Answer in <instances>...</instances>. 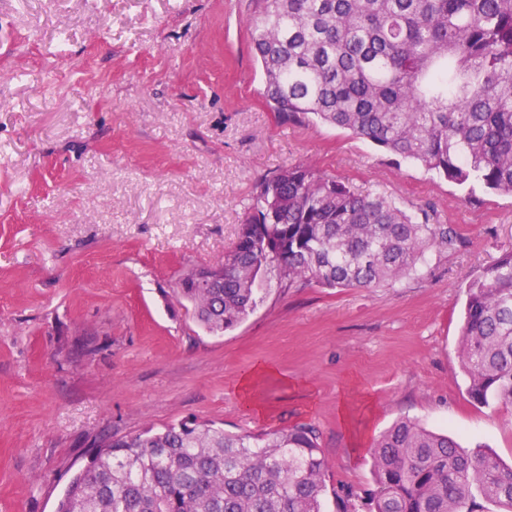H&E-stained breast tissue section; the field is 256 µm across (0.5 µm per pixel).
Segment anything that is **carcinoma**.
<instances>
[{
	"instance_id": "cac0c4a2",
	"label": "carcinoma",
	"mask_w": 512,
	"mask_h": 512,
	"mask_svg": "<svg viewBox=\"0 0 512 512\" xmlns=\"http://www.w3.org/2000/svg\"><path fill=\"white\" fill-rule=\"evenodd\" d=\"M263 97L282 123L318 120L461 187L512 196V0H256ZM460 243L374 191L303 162L260 181L217 288L176 294L210 333L255 310L263 283L380 288ZM470 398L512 406V251L467 290ZM368 512H512V465L402 419L371 447ZM329 465L315 428L228 434L182 420L102 443L56 512H322ZM337 512H359L334 492Z\"/></svg>"
}]
</instances>
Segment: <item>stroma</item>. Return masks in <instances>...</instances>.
<instances>
[{
	"instance_id": "obj_1",
	"label": "stroma",
	"mask_w": 512,
	"mask_h": 512,
	"mask_svg": "<svg viewBox=\"0 0 512 512\" xmlns=\"http://www.w3.org/2000/svg\"><path fill=\"white\" fill-rule=\"evenodd\" d=\"M254 0H0V512H56L95 442L184 419L313 425L329 486L367 502L408 417L512 462V408L467 393L466 289L512 251V197L466 191L264 104ZM298 162L451 225L390 288L270 285L203 329L174 290L223 262L256 185ZM263 415L241 399L242 377Z\"/></svg>"
}]
</instances>
